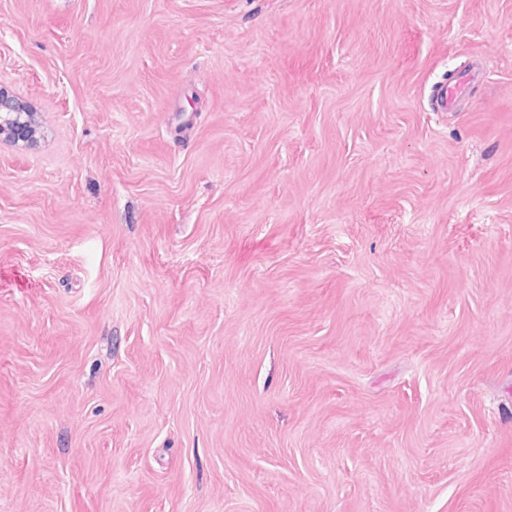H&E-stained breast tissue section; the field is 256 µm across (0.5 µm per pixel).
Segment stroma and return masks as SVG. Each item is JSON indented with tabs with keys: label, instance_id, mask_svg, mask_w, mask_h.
Instances as JSON below:
<instances>
[{
	"label": "stroma",
	"instance_id": "obj_1",
	"mask_svg": "<svg viewBox=\"0 0 512 512\" xmlns=\"http://www.w3.org/2000/svg\"><path fill=\"white\" fill-rule=\"evenodd\" d=\"M0 86V512H512V0H0ZM482 79L478 69L460 70L447 83L439 86L434 94L433 107L440 112H447L465 97L470 86ZM25 104L0 87V140L31 147L37 143L38 123L34 112L22 110Z\"/></svg>",
	"mask_w": 512,
	"mask_h": 512
}]
</instances>
